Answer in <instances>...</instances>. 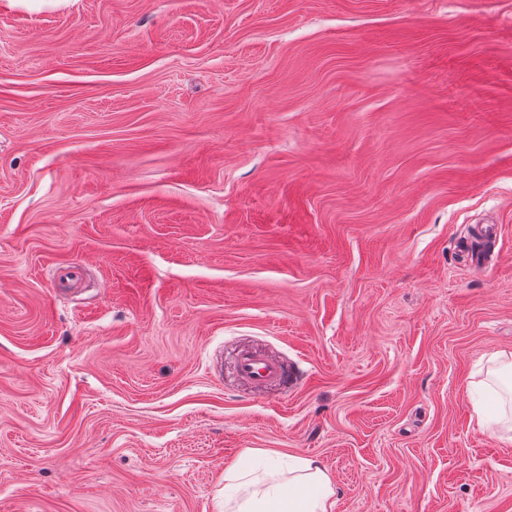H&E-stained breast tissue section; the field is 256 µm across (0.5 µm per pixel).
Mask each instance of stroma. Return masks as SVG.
<instances>
[{
	"instance_id": "35a3bbf8",
	"label": "stroma",
	"mask_w": 512,
	"mask_h": 512,
	"mask_svg": "<svg viewBox=\"0 0 512 512\" xmlns=\"http://www.w3.org/2000/svg\"><path fill=\"white\" fill-rule=\"evenodd\" d=\"M497 352L512 0H0V512H512ZM236 371L256 389L280 383L285 377L284 366L279 360L249 349L239 352ZM511 371H512V362L510 360L509 363L503 364L498 370L494 371V373L499 372H507L510 375V383L504 389V392L507 394L506 398L501 397L502 403L500 405V416H493L482 414L480 411H476L477 413V426L483 432H494L495 425H500L505 428L507 431L512 432V385H511ZM507 401H509V411H510V427L505 426L504 424L508 421V415L506 413V409L504 405H506ZM506 419V420H505ZM265 460L262 476L246 478L238 467H226L224 512H333L335 489L329 474L314 459L293 457L288 481L279 482L277 452L257 449Z\"/></svg>"
}]
</instances>
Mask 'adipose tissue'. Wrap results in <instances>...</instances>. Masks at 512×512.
Segmentation results:
<instances>
[{
    "label": "adipose tissue",
    "instance_id": "obj_1",
    "mask_svg": "<svg viewBox=\"0 0 512 512\" xmlns=\"http://www.w3.org/2000/svg\"><path fill=\"white\" fill-rule=\"evenodd\" d=\"M263 475L246 477L229 465L224 479V512H333L335 489L329 474L314 459L293 458L288 481L278 479L274 451L259 450Z\"/></svg>",
    "mask_w": 512,
    "mask_h": 512
}]
</instances>
